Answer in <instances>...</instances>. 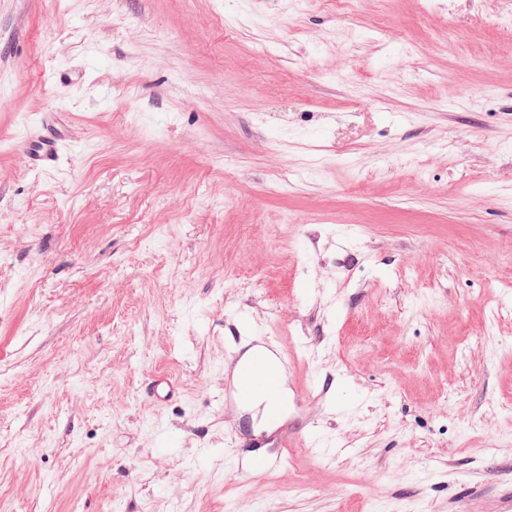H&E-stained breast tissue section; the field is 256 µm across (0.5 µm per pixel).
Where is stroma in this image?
<instances>
[{
	"label": "stroma",
	"mask_w": 512,
	"mask_h": 512,
	"mask_svg": "<svg viewBox=\"0 0 512 512\" xmlns=\"http://www.w3.org/2000/svg\"><path fill=\"white\" fill-rule=\"evenodd\" d=\"M512 0H0V512H493ZM61 141L29 166L25 139ZM282 477L234 479V329ZM247 352L248 359L243 364L234 386L235 396L243 401L252 396H261L270 402L265 414L266 423L268 427L275 429L281 449L276 455H253L245 463L235 465L236 472L231 475L235 478L245 475L274 476L285 464L289 448L294 447L296 442H303L308 433L289 432L288 435V427L281 425L288 412V404L291 406L288 396L282 390L280 379L281 367L287 366L288 362L274 338L261 336L246 340L236 329V336H232L230 343L231 359L240 361Z\"/></svg>",
	"instance_id": "obj_1"
}]
</instances>
